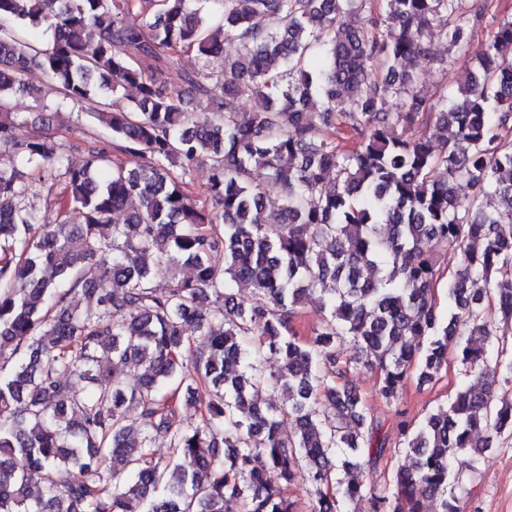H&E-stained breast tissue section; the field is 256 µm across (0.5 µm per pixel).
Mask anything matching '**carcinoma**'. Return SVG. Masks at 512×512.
<instances>
[{
	"label": "carcinoma",
	"instance_id": "1",
	"mask_svg": "<svg viewBox=\"0 0 512 512\" xmlns=\"http://www.w3.org/2000/svg\"><path fill=\"white\" fill-rule=\"evenodd\" d=\"M489 7L0 0V105L47 78L128 158L92 144L71 165L0 112V512H224L233 500L298 512L286 487L303 469L311 512H424L421 487L461 512L457 465L512 436V402L486 380L416 426L401 420L411 465L395 488L369 486L362 470L391 449L336 344L357 346L388 405L411 370L435 379L454 339L477 378L492 360L512 373L485 320L492 307L512 324V18L450 99L421 96L407 66L438 61L427 37L462 47ZM115 94L128 104L109 112ZM387 96L401 111H383ZM430 124L452 137L413 134ZM40 164L60 170L79 222L47 223L29 204L21 167ZM200 165L203 200L189 191ZM448 249L465 275L448 283L445 313L435 255ZM155 266L170 271L164 288ZM312 293L324 317L304 342L295 318ZM131 368L129 390L119 373ZM264 385L287 401L258 403Z\"/></svg>",
	"mask_w": 512,
	"mask_h": 512
}]
</instances>
